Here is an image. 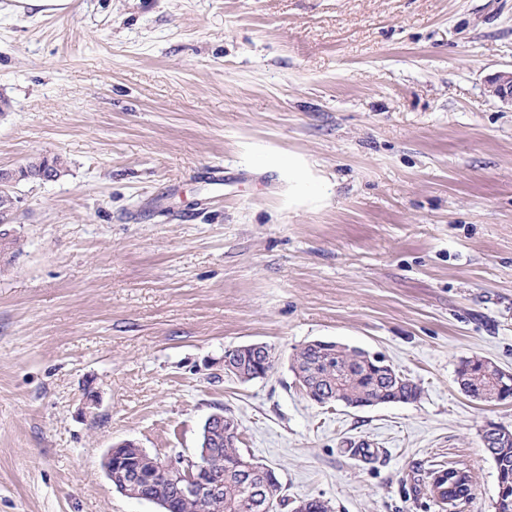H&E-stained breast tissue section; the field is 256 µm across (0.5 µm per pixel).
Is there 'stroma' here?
Segmentation results:
<instances>
[{
  "label": "stroma",
  "mask_w": 512,
  "mask_h": 512,
  "mask_svg": "<svg viewBox=\"0 0 512 512\" xmlns=\"http://www.w3.org/2000/svg\"><path fill=\"white\" fill-rule=\"evenodd\" d=\"M511 68L512 0H0V169L68 166L11 188L0 512H156L106 453L192 458L218 406L278 512H450L438 465L470 471L462 512H495L481 432L512 402L456 370L512 372V104L487 84ZM313 340L382 354L420 398L316 404L290 369ZM251 343L273 371L226 375ZM21 3L20 10L33 12L36 17L46 14L65 15L71 13L74 0H18ZM66 162L60 156H53L51 158L42 157L35 161H30L25 167H22L19 172L22 179H38L42 180L41 176H45L52 180L58 179L65 172ZM498 375V368L490 361L482 358H467L462 360L460 367L457 370V376L460 388L468 396L484 401V397L494 388V380Z\"/></svg>",
  "instance_id": "35a3bbf8"
}]
</instances>
